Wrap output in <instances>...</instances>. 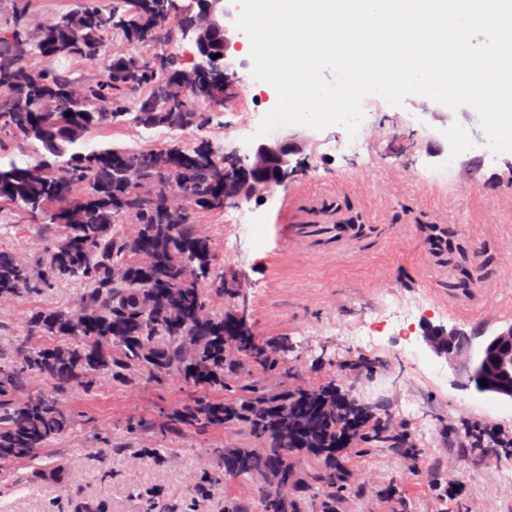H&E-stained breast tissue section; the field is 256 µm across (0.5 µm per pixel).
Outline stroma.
Returning a JSON list of instances; mask_svg holds the SVG:
<instances>
[{
	"label": "stroma",
	"instance_id": "stroma-1",
	"mask_svg": "<svg viewBox=\"0 0 512 512\" xmlns=\"http://www.w3.org/2000/svg\"><path fill=\"white\" fill-rule=\"evenodd\" d=\"M227 74L246 112L265 115L277 103L274 88L251 74L252 62L233 53ZM429 100L408 97L393 106L377 95L363 99L361 124L372 162L330 152L326 144L344 136L332 126L317 132L300 154L301 170L266 200L242 205L247 220L261 224L263 241L240 238L235 252L224 239L235 225L220 212H201L202 230L211 236L216 270L223 289L199 282L217 311L246 312L258 341L271 344L280 370L266 380L282 390L295 384L318 386L339 380L362 401L386 408L392 427L409 432L420 451V471L410 474L406 449L381 445L364 454L343 456L347 489L336 498V512H512V459L466 455L443 428L461 417L481 418L512 429V413L493 410L482 394L454 386L451 372L433 358L403 354L398 339L382 336L375 346L359 349L349 338L351 326L380 310L394 295L405 302L426 299L434 323L479 329L485 318L500 316L512 324V212L483 224L487 201L512 195V153L492 158L471 154L470 180L448 178L447 157L435 156L439 121L426 112ZM221 118L201 128L178 131L177 141L191 148L207 143L216 156L246 154L244 140L225 134ZM86 147H155L153 131L108 121L94 127ZM305 186L312 195L343 192L345 206L362 215L365 226L352 238L337 236L331 224H285V207ZM454 231L460 254L433 253L429 225ZM57 233L45 224H27L8 209L0 210V249L38 263ZM480 268L468 287L456 281L468 268ZM83 283H60L42 292L0 304V350L39 345L27 335L32 312L73 308ZM363 355L375 364L370 375L337 376V364ZM193 389L178 379L162 382L137 372L129 381L92 392L59 396L73 412L72 430L29 460L0 459V512H183L196 502L199 512H260L256 479L225 477L201 501L203 471L220 472L214 448L249 444L241 428L200 432L166 426L169 404L191 398ZM462 481L463 495L444 501L428 485Z\"/></svg>",
	"mask_w": 512,
	"mask_h": 512
}]
</instances>
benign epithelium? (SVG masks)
Masks as SVG:
<instances>
[{
    "mask_svg": "<svg viewBox=\"0 0 512 512\" xmlns=\"http://www.w3.org/2000/svg\"><path fill=\"white\" fill-rule=\"evenodd\" d=\"M240 12L237 0H199L192 30L199 61L186 72V84L196 87L198 75L208 69L214 48L228 53L240 50L235 19ZM310 136L302 133L285 138H262L247 155H235L240 168L224 179V199L236 204L268 197L297 171L300 155ZM422 339L431 353L443 360L453 374V383L462 390L471 388L469 378L479 374L488 381L486 398L512 403V325L490 332L470 333L456 326L422 323Z\"/></svg>",
    "mask_w": 512,
    "mask_h": 512,
    "instance_id": "7a95c632",
    "label": "benign epithelium"
}]
</instances>
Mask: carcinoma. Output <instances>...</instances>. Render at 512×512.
I'll list each match as a JSON object with an SVG mask.
<instances>
[{"label":"carcinoma","mask_w":512,"mask_h":512,"mask_svg":"<svg viewBox=\"0 0 512 512\" xmlns=\"http://www.w3.org/2000/svg\"><path fill=\"white\" fill-rule=\"evenodd\" d=\"M159 0H77L54 25H41L21 8L0 28V148L13 139L45 151L35 164L0 166V202L30 218L42 216L58 229L46 249L41 275L20 254L0 250V300L14 299L53 283L89 285L76 308L41 309L27 321L29 335L56 336L63 344L22 350L10 361L0 353V459L25 460L69 432L72 413L55 396L25 395L36 375L55 391H92L105 382L128 380L145 370L155 379L176 377L203 390L229 397H202L176 404L169 425L198 431L239 426L250 432L248 448H211L224 471L237 478H262V512H299L297 477L290 458L304 454L330 472L322 476L329 491L320 512H334L345 474L336 472V444L343 429L328 386L298 385L271 392L252 382L237 393L234 377L247 367L263 373L279 360L253 338L234 335L231 316L211 309L198 280L212 270L211 238L193 213H176L166 195L173 177L189 189L190 204L224 210V162L211 147L187 149L178 143L131 151L117 147L73 151L91 128L110 122L135 127L183 129L197 125L203 113L189 108L182 95H161L179 85L178 59L144 57L130 52L112 56L106 77L78 82L55 69H30L32 57L101 59L107 36L120 31L135 45L160 40L161 25L177 23L191 32L194 12L176 3L174 12L157 11ZM223 58L197 78L194 102L224 105ZM154 85L153 92L125 106L129 87ZM24 88L17 99L18 88ZM138 225V244H128L127 227ZM431 242L453 253L449 232L433 227Z\"/></svg>","instance_id":"carcinoma-1"}]
</instances>
